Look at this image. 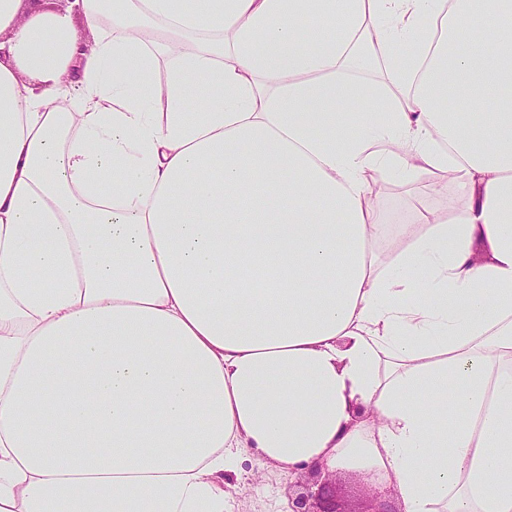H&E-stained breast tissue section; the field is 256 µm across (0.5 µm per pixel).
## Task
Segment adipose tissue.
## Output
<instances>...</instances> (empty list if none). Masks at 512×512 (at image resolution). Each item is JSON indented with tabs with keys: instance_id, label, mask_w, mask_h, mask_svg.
I'll list each match as a JSON object with an SVG mask.
<instances>
[{
	"instance_id": "obj_1",
	"label": "adipose tissue",
	"mask_w": 512,
	"mask_h": 512,
	"mask_svg": "<svg viewBox=\"0 0 512 512\" xmlns=\"http://www.w3.org/2000/svg\"><path fill=\"white\" fill-rule=\"evenodd\" d=\"M78 7L0 0V512H229L244 448L512 512V0ZM448 193L441 195H429L426 180H419L412 186L400 184V179L395 176L384 177L377 184L379 188L372 197L378 211L387 224H412L417 210L422 206L440 211L446 210L448 200L457 198L462 193L460 181L448 179Z\"/></svg>"
}]
</instances>
